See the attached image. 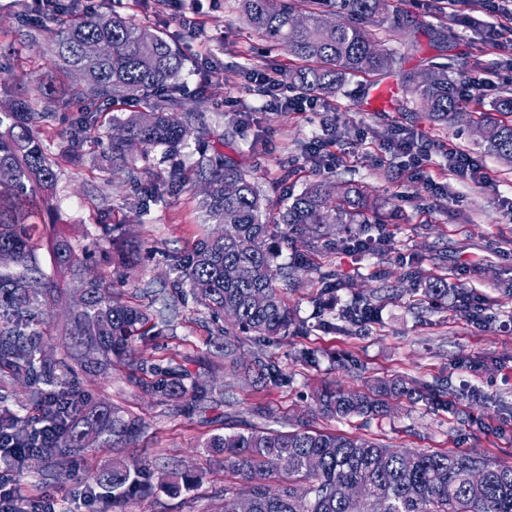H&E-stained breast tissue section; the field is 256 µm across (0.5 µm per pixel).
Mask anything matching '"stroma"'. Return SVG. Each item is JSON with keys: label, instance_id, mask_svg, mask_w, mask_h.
I'll return each mask as SVG.
<instances>
[{"label": "stroma", "instance_id": "35a3bbf8", "mask_svg": "<svg viewBox=\"0 0 512 512\" xmlns=\"http://www.w3.org/2000/svg\"><path fill=\"white\" fill-rule=\"evenodd\" d=\"M32 0H0V83L23 79L30 88L45 81L51 68L46 35L32 31L18 13ZM208 37L186 43L193 65L183 83L189 103H201L208 131V153L234 161L261 189L271 210L315 183L335 190L354 184L386 214L383 224H330L323 238L279 225L277 259L291 265L295 255L310 259L284 296L294 318L288 336L270 345L254 336L232 339L234 354H273L286 377L277 386L256 385L246 374H232L224 362V342L208 312L193 300L159 337L136 340L135 362H175L191 393L179 402L147 397L136 383L135 362L114 360L110 378L84 376L79 387L93 399L141 417L144 428L131 444L116 449L97 444L70 462V479H54L46 460L21 464L15 483L24 498H53L58 512H98L89 486L113 457L172 464L197 475L191 488L173 492L155 486L110 504L109 512H214L225 487L239 479L225 472L205 446L215 434L252 425L281 428L306 425L347 433L381 444L430 452H474L496 465H512V164L483 153L469 125H441L402 89L403 72H421L434 63L459 69L463 78H484L480 99L485 111L505 89H512V45H494L486 29L493 0L463 7L451 23L438 0H391L407 16L404 28H372L379 48L396 52L398 70L351 77L335 93L319 98L317 112H269L250 89L253 66L270 73L287 70L285 53L259 37L244 21L238 0L212 8L201 0ZM210 62L214 74L197 72L195 62ZM71 110L59 109L42 138L57 164L51 209L40 221L65 227L79 247L91 246L102 225L123 224L141 243L131 269L91 258L89 267L111 278L123 300L150 305L155 294L170 292L177 277L171 255L189 249L212 225L203 223L201 185L173 187L162 151L150 154L144 186L164 198L147 216L132 205L137 189L103 170L100 149L88 141L79 160L67 153L64 131ZM417 131L428 141L429 161L421 176L400 167L389 151L395 131ZM330 141L332 158H309L315 138ZM480 157L489 180L462 182L448 169V150ZM374 241V250L351 254L342 242L351 237ZM448 281L449 298L430 300L411 280L412 272ZM368 298L379 311L368 324L346 322L345 307ZM317 353L318 364L302 361L300 351ZM401 377L426 386L431 398L394 399L383 416L334 421L316 415L313 396L331 385L364 390L374 379ZM452 394L454 405L440 401Z\"/></svg>", "mask_w": 512, "mask_h": 512}]
</instances>
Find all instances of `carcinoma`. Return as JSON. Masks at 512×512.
Segmentation results:
<instances>
[{"label":"carcinoma","mask_w":512,"mask_h":512,"mask_svg":"<svg viewBox=\"0 0 512 512\" xmlns=\"http://www.w3.org/2000/svg\"><path fill=\"white\" fill-rule=\"evenodd\" d=\"M331 2L279 0L275 5L242 0L247 24L300 63L292 78L308 93H332L347 76L377 74L400 64V58L373 47L367 30L378 20L394 26L407 23L403 16L389 14L388 0H339L337 19L327 25L323 13ZM34 27L49 34L57 70L82 72L86 80L74 85L45 83L35 94L12 85L0 87L7 98L6 107H0V252L11 256L10 264L0 266V371L27 382L33 409L44 411L49 402H56L53 415L58 428L35 457L51 461L56 472L66 476L61 438L76 453L101 440L119 448L141 432L138 419L92 401L67 377L112 373V358L133 357V342L148 334L146 327L154 318L115 297L112 280L87 276L85 251L60 231L48 240L53 274L41 268L43 233L35 219L48 203L57 174L40 131L54 119L55 103L82 101L84 108L67 132L68 153L76 159L84 153L87 130L98 126L100 104L130 106L124 117L109 120V129L100 133L97 143L112 170L137 183L141 171L133 151L144 158L158 147L167 154L178 151L199 132L200 117L199 110L187 107L181 96L187 58L177 35L136 25L105 4L83 11L78 0H56L52 19ZM98 42L110 46L108 55L85 53V46ZM448 69L449 65L439 64L426 79L409 73L405 87L434 121L470 123L472 113L459 101ZM481 146L511 163L512 123L491 125ZM196 177L205 185L204 220L224 226V235L210 233L175 256V288L216 320L224 318V308H236L234 336L273 342L288 335L292 325L282 289L275 286L276 275L288 279L305 267V261L275 271V225L317 233L323 224L385 222L352 185L337 198L326 185L315 184L273 214L258 187L231 161L202 159ZM228 181L239 188L231 197L224 195ZM94 248L125 268L139 260L138 246L122 224L104 225ZM73 289L83 291L84 301L71 308L63 328L64 357L46 358L43 318ZM256 291L267 294L260 306L252 303ZM376 310L367 301L346 307L341 317L361 322ZM90 346L99 351L92 362L85 357ZM253 362L257 383L283 382L274 355L258 356ZM139 386L144 394L162 401L189 394L182 375L171 368H153L152 377L139 379ZM415 395L417 390L401 379L376 382L372 394L326 386L315 396V410L333 420L377 416L387 412L386 398L412 400ZM27 440L25 421L0 405V447L5 448L0 460L13 462L10 449ZM206 447L221 456L225 471L242 481L238 487L224 488L220 512H239L244 500L252 503L251 512H512V466L492 465L472 452L408 451L306 427L288 431L247 427L214 435ZM154 471L149 462L114 458L94 477L91 490L110 500L148 493ZM272 476L282 478L273 495L265 485Z\"/></svg>","instance_id":"cac0c4a2"}]
</instances>
